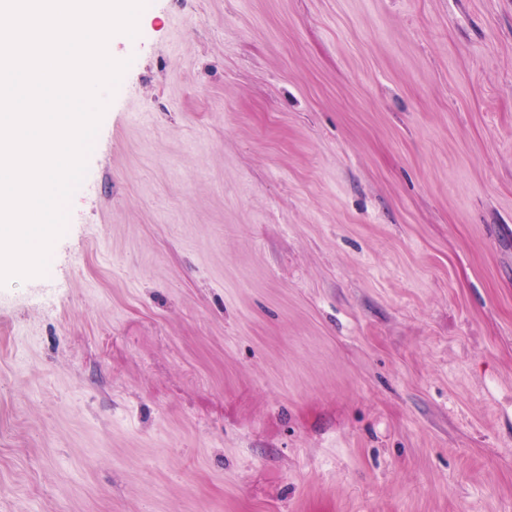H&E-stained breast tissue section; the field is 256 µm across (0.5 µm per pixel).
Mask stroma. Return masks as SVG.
Masks as SVG:
<instances>
[{
  "instance_id": "1",
  "label": "stroma",
  "mask_w": 512,
  "mask_h": 512,
  "mask_svg": "<svg viewBox=\"0 0 512 512\" xmlns=\"http://www.w3.org/2000/svg\"><path fill=\"white\" fill-rule=\"evenodd\" d=\"M138 28L0 286V512H512V0Z\"/></svg>"
}]
</instances>
